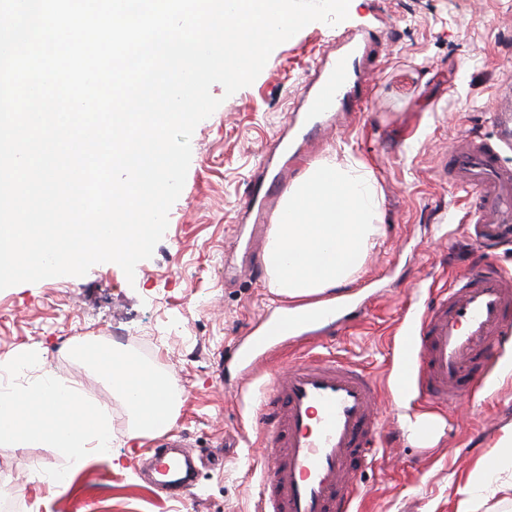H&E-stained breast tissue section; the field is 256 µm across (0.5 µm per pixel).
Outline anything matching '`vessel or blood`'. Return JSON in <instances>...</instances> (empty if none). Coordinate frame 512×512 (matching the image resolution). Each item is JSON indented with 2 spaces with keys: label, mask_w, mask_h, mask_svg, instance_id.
Instances as JSON below:
<instances>
[{
  "label": "vessel or blood",
  "mask_w": 512,
  "mask_h": 512,
  "mask_svg": "<svg viewBox=\"0 0 512 512\" xmlns=\"http://www.w3.org/2000/svg\"><path fill=\"white\" fill-rule=\"evenodd\" d=\"M387 45L374 33L364 43L318 61L316 80L300 95L305 112H357L363 85L360 64ZM493 140L474 132L460 135L441 169L452 186L466 191L471 221L487 237L512 228V166L502 161L512 150V84L493 97ZM360 313L350 302L330 303L315 315L274 316L248 346L231 354L241 373H250L299 337L317 334L319 324L348 322ZM416 368L399 367L392 379L400 392L418 386L426 399L446 403L462 392L475 364L486 361L512 338V276L495 268L465 272L448 293L426 304L413 329ZM379 387L356 364L333 357L301 360L274 372L257 413L266 462L262 467L261 512H352L359 496L356 474L375 460L380 431ZM153 466L163 492L180 495L191 485L165 448L155 449Z\"/></svg>",
  "instance_id": "obj_1"
}]
</instances>
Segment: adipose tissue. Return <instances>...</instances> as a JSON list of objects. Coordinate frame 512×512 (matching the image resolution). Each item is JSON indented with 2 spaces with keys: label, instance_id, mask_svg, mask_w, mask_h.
<instances>
[{
  "label": "adipose tissue",
  "instance_id": "1",
  "mask_svg": "<svg viewBox=\"0 0 512 512\" xmlns=\"http://www.w3.org/2000/svg\"><path fill=\"white\" fill-rule=\"evenodd\" d=\"M381 192L368 165L354 158L311 165L288 189L263 253L270 286L291 304L357 281L380 235ZM89 361L126 401L137 435L165 428L173 415L164 379L153 367L107 349ZM45 448L73 464L112 459L108 420L79 391L42 381L23 392L0 394V443ZM512 467V430L489 464L476 468L468 488L512 494V481L493 484L492 472Z\"/></svg>",
  "mask_w": 512,
  "mask_h": 512
}]
</instances>
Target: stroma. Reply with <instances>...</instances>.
<instances>
[{"mask_svg":"<svg viewBox=\"0 0 512 512\" xmlns=\"http://www.w3.org/2000/svg\"><path fill=\"white\" fill-rule=\"evenodd\" d=\"M357 28L380 30L392 45L370 66L368 105L312 135L294 171L333 156L364 160L374 171L381 235L350 287L364 310L279 361L331 353L357 362L380 386L383 447L358 473L357 512H458L471 472L512 428V372L504 370L512 341L448 404L429 403L415 389L393 396L388 386L399 365L415 362L403 339L436 291L483 263L512 275V236L482 247L464 192L438 166L460 130L495 134L488 104L512 59V0H350L346 20L311 23L278 45L251 85L229 97L212 86L222 103L197 125L168 228L133 278L105 262L81 277L0 290V361L38 353L39 373L92 398L110 417L114 457L76 468L43 448L0 446V512H258L264 450L255 414L271 367L242 386L237 367L218 361L283 303L269 286L263 245H248L237 228L250 182L321 50ZM117 332L137 340L178 393L175 422L154 437H134L122 397L71 352L85 338L104 344ZM422 414L439 425L434 442L407 428ZM166 439L191 444L198 460L190 490L178 497L157 491L144 473ZM61 472L70 475L64 489L54 484Z\"/></svg>","mask_w":512,"mask_h":512,"instance_id":"obj_1","label":"stroma"}]
</instances>
